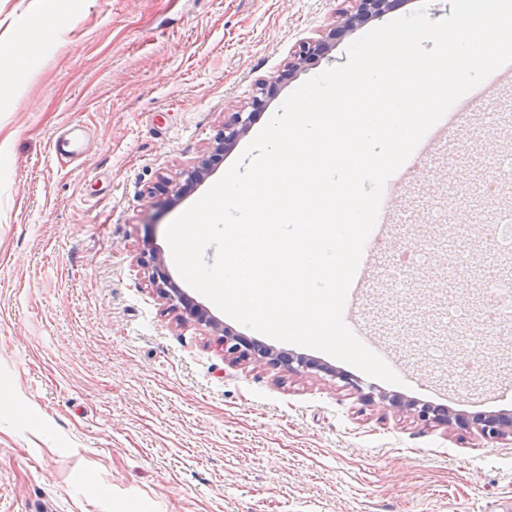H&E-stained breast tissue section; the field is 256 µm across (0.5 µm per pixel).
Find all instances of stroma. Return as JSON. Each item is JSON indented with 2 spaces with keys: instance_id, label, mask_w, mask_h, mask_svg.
Instances as JSON below:
<instances>
[{
  "instance_id": "35a3bbf8",
  "label": "stroma",
  "mask_w": 512,
  "mask_h": 512,
  "mask_svg": "<svg viewBox=\"0 0 512 512\" xmlns=\"http://www.w3.org/2000/svg\"><path fill=\"white\" fill-rule=\"evenodd\" d=\"M44 34L37 0H0V512H495L512 501V443L381 410L323 373L235 362L179 320L140 257L179 274L168 224L241 156L304 80L346 63L355 33L283 77L343 0H81ZM30 28H21L22 20ZM278 90L195 188L157 193L213 144L259 83ZM94 141L52 152L65 126ZM512 158V88L477 104L446 151L398 190L361 314L411 372L407 386L272 341L187 289L232 333L316 360L364 391L458 413L512 412V318L489 322L512 251L457 223L512 211L482 186ZM433 243L404 268L398 254ZM468 267L459 270L457 257ZM462 307L448 322L447 307Z\"/></svg>"
}]
</instances>
